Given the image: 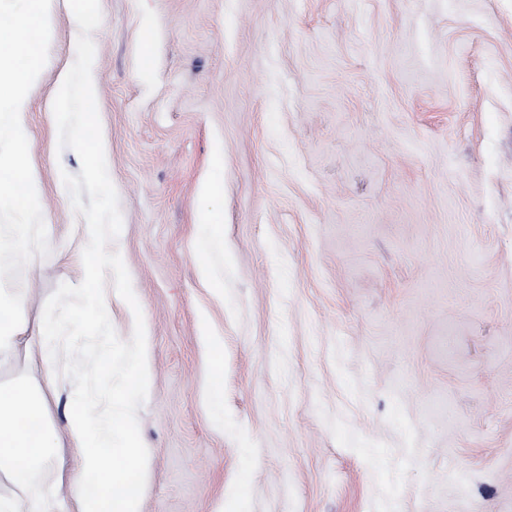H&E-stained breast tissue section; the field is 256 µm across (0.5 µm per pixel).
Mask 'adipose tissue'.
<instances>
[{
  "instance_id": "obj_1",
  "label": "adipose tissue",
  "mask_w": 512,
  "mask_h": 512,
  "mask_svg": "<svg viewBox=\"0 0 512 512\" xmlns=\"http://www.w3.org/2000/svg\"><path fill=\"white\" fill-rule=\"evenodd\" d=\"M76 83L89 107L74 122L63 103ZM54 92L60 104L53 113L54 121L71 124L75 143L88 150L92 174L105 171L109 154L104 141L95 134L98 85L93 61H85L77 73L69 68L60 70ZM75 230L84 256L83 312L104 329L112 317V298L100 282L121 268V259L112 249V236L119 227L91 212L82 214ZM124 305L130 320L139 326L137 335L131 337L120 355L106 350L87 364L94 378L108 379L115 362H124L128 373L122 394L112 399L77 401L59 433L46 420L42 386L57 383L67 373L80 353L79 341L73 337L68 343H60L56 323L49 317L42 319L38 339L23 340L25 323L20 318V300L0 289V364L21 352L28 360L27 374L0 383V475L14 489L12 495H0V512H55L58 486L39 489L35 482L48 461L49 448L61 435L70 440L75 453V474L67 483L74 512H141L138 480L146 460L137 436V400L148 383L144 347L147 332L142 328L141 301L129 296ZM27 420L38 421L35 432L21 431L22 422Z\"/></svg>"
}]
</instances>
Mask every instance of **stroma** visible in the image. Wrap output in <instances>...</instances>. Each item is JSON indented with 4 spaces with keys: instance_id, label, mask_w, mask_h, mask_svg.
Segmentation results:
<instances>
[{
    "instance_id": "stroma-1",
    "label": "stroma",
    "mask_w": 512,
    "mask_h": 512,
    "mask_svg": "<svg viewBox=\"0 0 512 512\" xmlns=\"http://www.w3.org/2000/svg\"><path fill=\"white\" fill-rule=\"evenodd\" d=\"M91 5L87 47L77 0H54L28 93L50 253L20 282L29 323L48 309L70 336L72 225L110 197L112 297L136 296L149 327L141 512H223L233 494L245 512H512V0ZM88 52L99 180L50 117L56 70ZM207 209L224 225L204 259L218 293L197 271ZM124 374L72 367L49 421L64 429L73 391L116 395ZM213 382L210 386L208 402L213 420L224 426V387H223V350L213 343L211 347Z\"/></svg>"
}]
</instances>
